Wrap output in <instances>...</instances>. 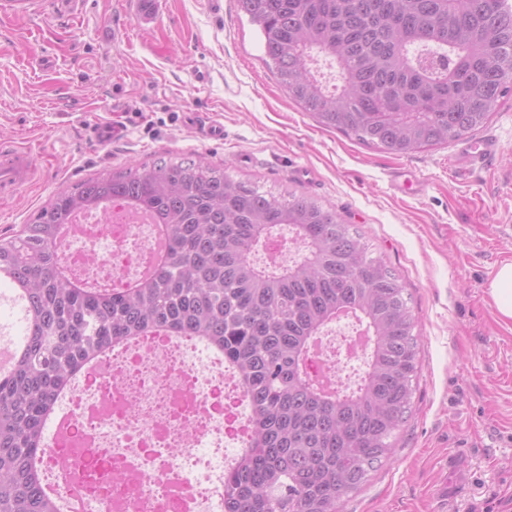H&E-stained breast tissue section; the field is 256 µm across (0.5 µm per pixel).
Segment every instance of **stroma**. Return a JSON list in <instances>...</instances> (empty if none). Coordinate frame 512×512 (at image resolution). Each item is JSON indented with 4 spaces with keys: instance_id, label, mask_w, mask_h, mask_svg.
Here are the masks:
<instances>
[{
    "instance_id": "35a3bbf8",
    "label": "stroma",
    "mask_w": 512,
    "mask_h": 512,
    "mask_svg": "<svg viewBox=\"0 0 512 512\" xmlns=\"http://www.w3.org/2000/svg\"><path fill=\"white\" fill-rule=\"evenodd\" d=\"M54 0L0 15V137L31 148L39 180L0 205V235L57 193L116 167L203 158L237 180L317 199L354 225L402 280L420 338L411 413L390 461L343 512H512V320L488 285L512 261V95L478 137L500 153L464 167L462 141L396 156L321 127L265 63L236 0ZM224 126L199 140L184 115ZM109 121L123 139L94 143ZM401 168L425 181L394 193Z\"/></svg>"
}]
</instances>
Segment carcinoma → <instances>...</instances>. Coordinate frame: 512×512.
I'll use <instances>...</instances> for the list:
<instances>
[{"instance_id": "carcinoma-1", "label": "carcinoma", "mask_w": 512, "mask_h": 512, "mask_svg": "<svg viewBox=\"0 0 512 512\" xmlns=\"http://www.w3.org/2000/svg\"><path fill=\"white\" fill-rule=\"evenodd\" d=\"M288 97L325 128L391 154L458 140L512 92L508 0H237ZM125 202L166 237L151 276L114 292L57 250L80 211ZM285 263L255 252L279 227ZM0 285L26 293L25 351L0 382V512H57L33 460L44 422L92 359L164 331L224 353L250 409L251 438L224 473V512H341L389 460L419 372L406 288L362 234L294 193L236 181L201 159L114 170L57 193L0 238ZM348 310L372 338L354 384L323 392L311 340Z\"/></svg>"}]
</instances>
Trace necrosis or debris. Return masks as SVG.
<instances>
[{
  "mask_svg": "<svg viewBox=\"0 0 512 512\" xmlns=\"http://www.w3.org/2000/svg\"><path fill=\"white\" fill-rule=\"evenodd\" d=\"M153 226L112 201L86 214L67 244L70 265L100 260L105 284L125 288L148 267ZM241 383L200 348L148 339L75 388L67 433L46 441V466L78 512H223L224 472L249 443Z\"/></svg>",
  "mask_w": 512,
  "mask_h": 512,
  "instance_id": "1",
  "label": "necrosis or debris"
}]
</instances>
